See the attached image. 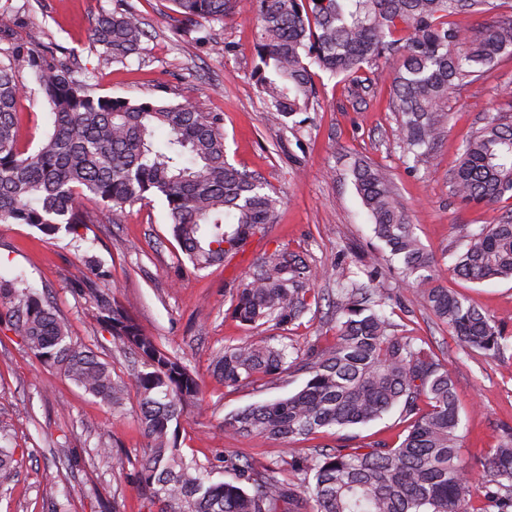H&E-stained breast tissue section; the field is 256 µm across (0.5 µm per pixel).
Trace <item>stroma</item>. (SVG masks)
<instances>
[{"label": "stroma", "instance_id": "1", "mask_svg": "<svg viewBox=\"0 0 512 512\" xmlns=\"http://www.w3.org/2000/svg\"><path fill=\"white\" fill-rule=\"evenodd\" d=\"M148 36L141 55L124 64L103 63L92 43L96 18L120 8L121 0H11L21 8L16 38L42 31L45 46L74 53L73 64L91 79L94 95L137 101L153 98L189 102L224 117V144L230 164L262 177L282 198L273 224L250 239L244 251L224 263L197 271L182 256L159 198L128 206L120 222L100 219L78 236L47 237L26 224H0V275H24L55 306L74 341L90 345L121 377L139 369L138 358L115 349L97 320L99 294L124 306L144 332L180 357L200 380L202 396L178 424L182 453L207 468L215 482H231L227 458L255 468L277 466L295 479L287 442L254 440L226 433L224 418L252 404L288 396L307 376L287 371L244 386L225 385L213 359L225 344L286 336L300 350L332 342L337 283H365L389 295V318L425 340L445 362L464 408L459 431L463 460L480 476L479 461L505 433L512 432V357L494 359L464 347L440 323L423 296L403 282L399 265L372 230L350 174L363 159L389 170L394 191L424 250L433 258L435 279L489 314L512 335V280L471 282L452 265L463 248L466 226L498 223L512 202L492 206L460 204L450 174L460 149L492 108L512 94V53L502 55L477 82L451 94L445 132L433 161L408 168L398 144V114L392 103L391 64L371 73L366 88L318 73L317 97L302 126L270 123L267 106L250 73L257 21L241 10L224 21H205L196 32L171 28L170 0H131ZM21 148L37 150L52 130L40 95L17 105ZM288 248L304 255L320 276L313 286L319 306L301 325L248 328L231 317L236 278L246 277L264 254ZM98 264L93 286H77L85 258ZM137 402L120 413L86 394L56 368L44 365L10 329L0 308V431L22 451L12 476L0 484V512H49L47 485L63 494L67 512H149L137 472L147 446L136 418ZM407 423L399 412L368 425L299 441L303 451L323 446L357 448L400 442ZM112 454L98 456L99 445Z\"/></svg>", "mask_w": 512, "mask_h": 512}]
</instances>
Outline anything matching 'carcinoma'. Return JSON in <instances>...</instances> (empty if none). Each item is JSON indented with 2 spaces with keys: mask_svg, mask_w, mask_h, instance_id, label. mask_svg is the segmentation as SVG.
<instances>
[{
  "mask_svg": "<svg viewBox=\"0 0 512 512\" xmlns=\"http://www.w3.org/2000/svg\"><path fill=\"white\" fill-rule=\"evenodd\" d=\"M174 27L183 35L200 21H222L242 0H171ZM257 15L252 73L278 122L307 112L315 95L314 69L353 84L366 69L395 58L391 74L398 140L418 163L432 155L443 133L449 93L475 81L496 58L512 50V16L475 38L462 36L449 18L486 13L496 0H248ZM18 12L0 6V34H13ZM146 37L136 7L100 15L93 43L107 64L125 63ZM40 37L0 57V223L27 224L46 236L77 233L94 203L117 223L126 206L163 199L171 232L197 270L222 263L273 222L281 203L260 178L230 165L224 154L223 117L190 103L95 97L69 62L41 54ZM32 77L53 115L52 132L34 153L19 145L16 106ZM158 128L167 132L155 144ZM357 193L377 238L402 261L403 281L423 287L438 320L465 346L491 357L512 352L507 336L487 314L434 282L432 258L420 246L395 197L388 172L354 162ZM452 193L466 204L512 199V120L489 113L462 145L450 175ZM453 272L471 282L512 279V213L497 224L467 228ZM317 272L304 257L277 249L254 264L232 295V314L253 328L271 323L286 330L319 304L311 288ZM389 297L372 298L357 282L338 283L335 341L299 357L280 343L224 345L214 371L227 386L254 383L300 366L309 375L296 393L224 418V428L255 439H306L364 425L397 409L409 420L396 446L323 448L292 461L303 472L295 483L247 461L224 460L235 482H214L206 469L178 452L170 430L200 393L197 376L162 349L124 307L100 298V323L113 344L143 366L134 378L139 425L149 446L138 481L159 512H512V434L480 461L481 492L458 448L461 406L448 368L417 336L397 328L384 311ZM0 304L9 324L41 361L59 367L85 393L115 412L129 389L112 364L69 336L56 310L19 276L0 275ZM17 449L0 433V481L10 474Z\"/></svg>",
  "mask_w": 512,
  "mask_h": 512,
  "instance_id": "obj_1",
  "label": "carcinoma"
}]
</instances>
